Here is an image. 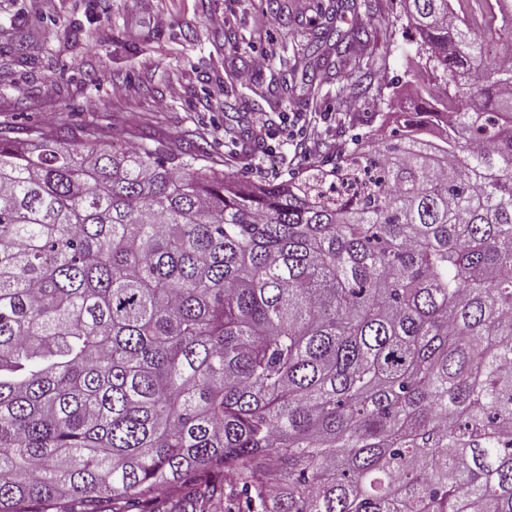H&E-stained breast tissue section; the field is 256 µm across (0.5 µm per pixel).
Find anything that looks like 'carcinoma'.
I'll return each instance as SVG.
<instances>
[{
	"mask_svg": "<svg viewBox=\"0 0 512 512\" xmlns=\"http://www.w3.org/2000/svg\"><path fill=\"white\" fill-rule=\"evenodd\" d=\"M504 2L403 0L426 108L296 181L0 133V512H512Z\"/></svg>",
	"mask_w": 512,
	"mask_h": 512,
	"instance_id": "cac0c4a2",
	"label": "carcinoma"
}]
</instances>
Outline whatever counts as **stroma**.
<instances>
[{"label":"stroma","instance_id":"obj_1","mask_svg":"<svg viewBox=\"0 0 512 512\" xmlns=\"http://www.w3.org/2000/svg\"><path fill=\"white\" fill-rule=\"evenodd\" d=\"M0 0V129L52 137L86 126L180 155L246 185L280 181L392 136L414 111L417 37L401 0ZM223 26L210 24L211 17ZM362 27L359 62L297 68L315 33ZM272 50L255 69V54ZM248 80H240V73Z\"/></svg>","mask_w":512,"mask_h":512}]
</instances>
